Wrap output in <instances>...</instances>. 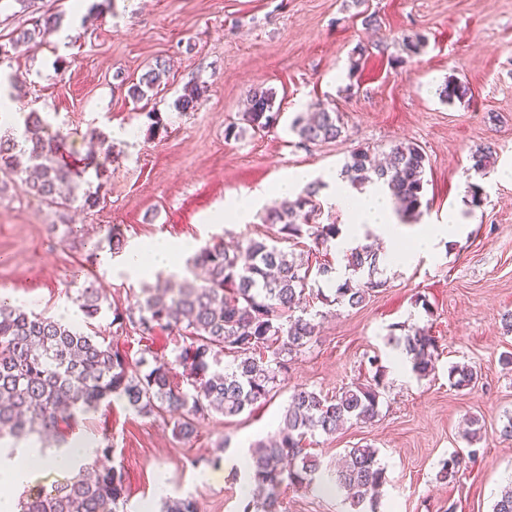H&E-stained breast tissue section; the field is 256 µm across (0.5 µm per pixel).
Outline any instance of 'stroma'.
<instances>
[{
    "instance_id": "1",
    "label": "stroma",
    "mask_w": 512,
    "mask_h": 512,
    "mask_svg": "<svg viewBox=\"0 0 512 512\" xmlns=\"http://www.w3.org/2000/svg\"><path fill=\"white\" fill-rule=\"evenodd\" d=\"M94 0L73 11L69 0H0V43L33 20L59 12V32L19 44L0 59V76L19 75L25 86L18 111L47 113L66 137L63 160L84 170L87 131L112 135L117 154L106 174L107 202L94 210L58 208L29 193L18 178L0 181V290L38 313L57 314L92 287L109 307L96 319L112 336V307L132 306L141 284L112 271L104 257L111 233L126 243L159 235L212 237L226 246L274 236L257 211L247 224H214L212 214L230 193L264 191L303 170L310 178L340 169L351 151L376 153L401 142L418 144L428 158L423 224H444L457 214L460 232L440 242L435 255L383 270V288L350 309L310 299L326 311L317 343L303 352L275 396L241 415L214 414L198 433L182 439L173 421L141 416L121 400L85 416L80 432L109 441L128 489L127 512H160L159 492L195 500L198 512H240L242 475L225 471V456L247 457L251 443L278 428L294 387L332 395L371 377V357L387 369L379 416L335 434L307 438L325 465L345 449L378 448L386 470L380 512H492L500 489L512 482V440L499 430L512 414V333L502 317L512 312V0H112L100 17ZM375 15L378 26L365 25ZM425 35L420 54L402 56L399 43ZM358 69H351L352 58ZM162 65V85L140 101L127 90L149 67ZM467 81L470 98L446 103V79ZM206 83L202 105L183 112L185 86ZM273 88L281 118L267 133L225 138L239 121L250 90ZM321 102L340 112L344 131L330 143L303 144L288 125ZM166 128L148 136L149 113ZM132 137H122L125 129ZM492 147L485 171L473 153ZM483 189L473 207L469 188ZM61 224L82 226L63 238ZM98 260L84 261L88 252ZM429 309H422L418 297ZM428 328L439 355L429 377L397 366L388 341L394 326ZM454 363L476 367L474 388L451 386ZM478 418L485 436H462L466 417ZM475 450L456 480L437 475L454 450ZM282 512H347L342 499L312 488L282 491Z\"/></svg>"
}]
</instances>
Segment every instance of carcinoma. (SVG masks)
I'll list each match as a JSON object with an SVG mask.
<instances>
[{"label": "carcinoma", "mask_w": 512, "mask_h": 512, "mask_svg": "<svg viewBox=\"0 0 512 512\" xmlns=\"http://www.w3.org/2000/svg\"><path fill=\"white\" fill-rule=\"evenodd\" d=\"M59 17L37 20L11 41L16 46L58 30ZM425 36L416 33L402 39L401 50L412 56L420 53ZM166 76L162 65L149 68L128 89L141 99L159 87ZM208 87L195 83L184 88L176 106L183 112L196 109ZM470 92L468 83L458 78L445 81L439 95L452 103ZM275 92L258 87L241 115L243 124H229L225 137L239 138L246 132L261 134L279 123ZM308 116H296L289 130L301 143H329L341 137L340 113L322 103L312 104ZM91 139L100 152L91 156L95 175L102 178L112 164L114 146L109 136L94 128ZM62 141L49 133V123L41 113L24 115L21 137L0 134V172L21 177L30 193L60 208L78 204L92 210L105 203L103 183L95 190L82 188L69 167L61 161ZM428 159L423 149L411 143L390 148L385 162L372 161L371 151L354 149L344 162L340 176L353 186L377 184L388 189L407 220L421 214ZM321 184L311 182L295 199H285L269 207L265 223L277 227V237L250 238L234 251L224 248L221 238L202 245L187 261L180 284L165 279L142 289L136 308L112 310L115 333L132 327L141 339H150L158 330L176 332L184 345L174 359L144 357L134 361L112 343L98 339L97 332L63 324L53 317L34 313L22 305L0 300V445L10 444L9 454L19 441L54 438L56 451L70 447L81 416L123 400L142 416H178L174 431L189 438L198 421L211 413L233 417L272 397L279 377L288 365L313 343L318 323L303 306L307 292L326 305L356 308L385 282L374 278L384 257L366 244H357L345 253L353 277L340 283L335 267L299 263L293 254L279 247L282 242L298 244L308 238L315 247L328 249L341 234L339 225L317 221ZM334 285L325 294L319 283ZM86 319L94 320L103 311L102 295L95 288H83L76 297ZM402 348L411 371L418 378L434 370L436 337L424 328H413L400 337H391ZM232 363L222 365L224 354ZM370 380L352 383L329 397L306 387L292 390L277 436L249 448V469L242 512H279L284 486L311 487L323 478L321 463L305 452L307 436L327 435L353 420L371 422L378 415L381 390L385 389L386 367L379 359L369 360ZM449 381L457 389L475 384L477 371L463 363L450 366ZM112 446L98 448L97 456L75 464L63 478L46 489L28 486L17 501L18 512H119L127 497L125 474L115 466L99 465V456H109ZM465 458L452 452L442 462L440 479L456 478ZM387 482L378 451L368 446L346 450L341 462L330 471L324 485L328 492H341L349 512H376ZM163 512H197L191 498H167ZM492 512H512V482L501 490Z\"/></svg>", "instance_id": "obj_1"}]
</instances>
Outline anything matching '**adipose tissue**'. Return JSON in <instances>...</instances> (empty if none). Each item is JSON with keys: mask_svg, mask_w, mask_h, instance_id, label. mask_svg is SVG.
<instances>
[{"mask_svg": "<svg viewBox=\"0 0 512 512\" xmlns=\"http://www.w3.org/2000/svg\"><path fill=\"white\" fill-rule=\"evenodd\" d=\"M336 197L346 203L354 219L348 238L340 243L341 249H348L365 231H372L380 237L387 256V265L392 269L410 263L417 255L433 253L440 241L452 240L459 229L458 224L453 221L419 228L412 236V246L407 248L402 244L403 228L397 223L392 202L385 193L372 186L353 196L344 186L337 185ZM194 250V241H173L157 237L128 246L119 255L115 269L131 279L146 278L160 270L177 274L182 270L185 257ZM25 456L27 461L23 464L14 458H0V478L12 490H20L34 479L32 461H44L45 469L49 472L55 473L60 469V462L54 457L52 449L35 444L28 448Z\"/></svg>", "mask_w": 512, "mask_h": 512, "instance_id": "1", "label": "adipose tissue"}]
</instances>
